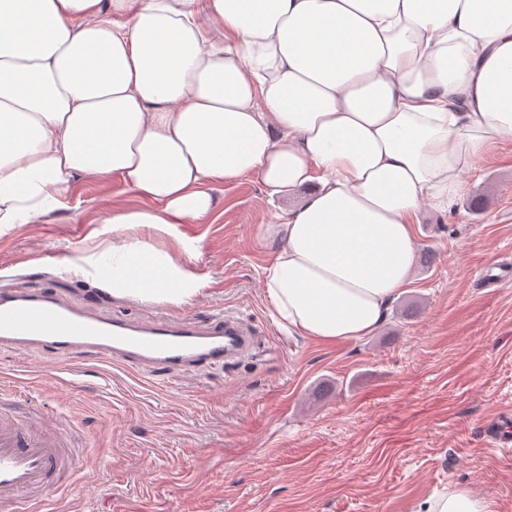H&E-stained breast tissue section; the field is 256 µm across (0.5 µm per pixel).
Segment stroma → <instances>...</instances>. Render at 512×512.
Listing matches in <instances>:
<instances>
[{"label":"stroma","instance_id":"1","mask_svg":"<svg viewBox=\"0 0 512 512\" xmlns=\"http://www.w3.org/2000/svg\"><path fill=\"white\" fill-rule=\"evenodd\" d=\"M463 181L451 211H422L411 282L359 340L323 346L278 325L264 226L302 196L269 197L249 177L216 186L213 223L182 225L205 287L180 308L241 319L247 356L144 373L83 352L68 361L88 370L83 386L50 391L45 360L0 346V387L24 389L47 425L66 418L97 453L55 512H415L454 483L512 512V449L482 435L512 411V282L477 281L512 262V140L490 146ZM109 204L108 187L83 184L68 209L0 235V289L46 282L107 315L163 314L104 294L81 270L112 249L111 228L96 221Z\"/></svg>","mask_w":512,"mask_h":512}]
</instances>
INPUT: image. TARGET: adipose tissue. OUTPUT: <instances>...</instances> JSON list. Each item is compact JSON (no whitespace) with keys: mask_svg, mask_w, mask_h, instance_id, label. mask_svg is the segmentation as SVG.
<instances>
[{"mask_svg":"<svg viewBox=\"0 0 512 512\" xmlns=\"http://www.w3.org/2000/svg\"><path fill=\"white\" fill-rule=\"evenodd\" d=\"M504 140L512 0H0V234L111 186L112 253L86 263L116 298L198 294L177 227L255 177L305 193L265 226L279 325L361 339L409 284L421 208ZM418 512L494 509L452 484Z\"/></svg>","mask_w":512,"mask_h":512,"instance_id":"ef3b65f1","label":"adipose tissue"}]
</instances>
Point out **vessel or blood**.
Instances as JSON below:
<instances>
[{"label":"vessel or blood","instance_id":"obj_1","mask_svg":"<svg viewBox=\"0 0 512 512\" xmlns=\"http://www.w3.org/2000/svg\"><path fill=\"white\" fill-rule=\"evenodd\" d=\"M0 343L63 358L91 350L140 371H194L244 356L250 332L237 318L105 317L50 286L0 289ZM25 398L0 391V512H47L80 475L86 449L32 429Z\"/></svg>","mask_w":512,"mask_h":512}]
</instances>
